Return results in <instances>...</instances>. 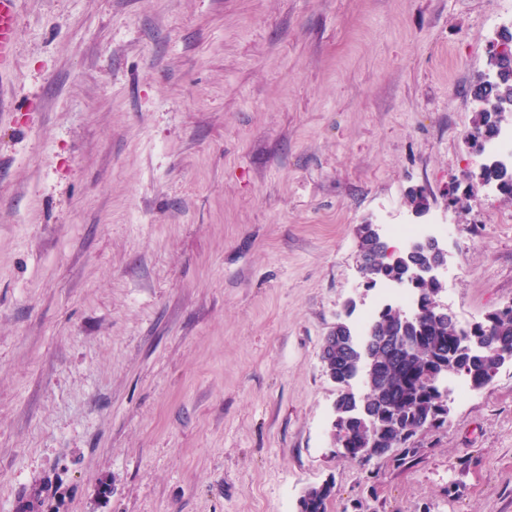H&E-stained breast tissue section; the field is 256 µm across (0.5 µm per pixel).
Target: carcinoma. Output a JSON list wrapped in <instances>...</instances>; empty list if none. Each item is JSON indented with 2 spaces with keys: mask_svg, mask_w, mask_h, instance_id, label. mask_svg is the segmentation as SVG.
I'll use <instances>...</instances> for the list:
<instances>
[{
  "mask_svg": "<svg viewBox=\"0 0 512 512\" xmlns=\"http://www.w3.org/2000/svg\"><path fill=\"white\" fill-rule=\"evenodd\" d=\"M489 65L493 74L480 79L471 88V95L479 105L468 134L470 148L480 152L484 144L496 138L502 123L512 116V31L503 33L489 50ZM482 184L498 183V192L507 201L512 200V171L501 161L491 159L484 164L478 177L464 175L467 189L458 194L459 187L448 191V205L461 206L466 196L473 194V180ZM413 211L422 215L430 203L423 190L410 193ZM359 254L369 256L372 263L366 275V287L379 282L403 280L408 274L406 253L386 256V245L378 243L371 225L359 228ZM444 284L421 281L414 285V306L422 311L419 320L405 322L399 309L389 305L371 322L376 338L372 370L365 373V400L370 415L375 419L374 449L366 447L367 425L357 415L355 401L346 392L336 400L341 423L334 428V442L346 449L345 457L355 459L379 456V448H408L411 437L427 422L444 418L448 410L439 405L432 392L431 379L446 368L467 367L471 389L488 386L495 372L469 346L491 340L505 348L512 356V304L490 311L483 321L468 326L437 321L429 314L431 305ZM352 328L344 323L326 336L321 359L325 371L337 384L353 375L359 366L358 357L349 346ZM412 343V347L398 350L393 347L397 337ZM332 494L328 485L312 487L300 500L299 512H327V501Z\"/></svg>",
  "mask_w": 512,
  "mask_h": 512,
  "instance_id": "carcinoma-1",
  "label": "carcinoma"
}]
</instances>
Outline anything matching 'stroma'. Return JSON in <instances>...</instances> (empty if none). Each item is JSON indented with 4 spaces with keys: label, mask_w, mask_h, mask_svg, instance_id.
<instances>
[{
    "label": "stroma",
    "mask_w": 512,
    "mask_h": 512,
    "mask_svg": "<svg viewBox=\"0 0 512 512\" xmlns=\"http://www.w3.org/2000/svg\"><path fill=\"white\" fill-rule=\"evenodd\" d=\"M0 77V512H512V363L406 460L337 455L321 349L362 224L453 226L512 302L470 88L512 0H21ZM429 196L416 216L411 190ZM332 494L328 485L312 487L300 500L299 512H327V501Z\"/></svg>",
    "instance_id": "1"
}]
</instances>
